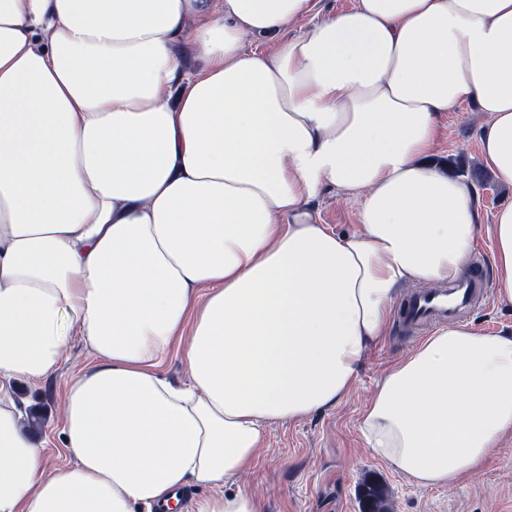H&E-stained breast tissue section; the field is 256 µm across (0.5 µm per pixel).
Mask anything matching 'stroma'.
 <instances>
[{"instance_id":"obj_1","label":"stroma","mask_w":512,"mask_h":512,"mask_svg":"<svg viewBox=\"0 0 512 512\" xmlns=\"http://www.w3.org/2000/svg\"><path fill=\"white\" fill-rule=\"evenodd\" d=\"M351 4L352 0H319L317 15L263 39H246L245 46L274 51L310 29L318 15L339 12ZM481 122L477 107L469 101L448 113L435 146L437 160L459 156L478 165ZM476 193L481 224L472 260L486 267L490 264L493 214L500 205L512 202V188L492 181L477 187ZM311 207L320 223L336 233L347 234L357 227L355 206L334 189H322ZM459 322L484 333L512 332V305L497 299L488 306L479 303L462 313ZM431 333V328L408 329L401 320H394L385 342L364 354L357 380L340 403L270 428L267 448L255 467L240 477L239 487L262 498L265 512H361L360 488L372 476L386 490L387 512H512V435L503 439L478 474L444 488L415 485L404 473L372 457L365 447L359 421L380 380ZM95 360L90 346L76 336L49 378L35 386L24 381L15 385L14 398L20 410L37 408L45 415V425L34 438L44 448L47 470L70 461L61 442L68 387Z\"/></svg>"}]
</instances>
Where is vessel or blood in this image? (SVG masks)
Masks as SVG:
<instances>
[{
  "label": "vessel or blood",
  "mask_w": 512,
  "mask_h": 512,
  "mask_svg": "<svg viewBox=\"0 0 512 512\" xmlns=\"http://www.w3.org/2000/svg\"><path fill=\"white\" fill-rule=\"evenodd\" d=\"M488 298V284L481 269L471 270L467 277L449 290L421 291L411 296L403 308V319L411 324L447 320L477 301Z\"/></svg>",
  "instance_id": "1"
}]
</instances>
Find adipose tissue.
<instances>
[{
	"mask_svg": "<svg viewBox=\"0 0 512 512\" xmlns=\"http://www.w3.org/2000/svg\"><path fill=\"white\" fill-rule=\"evenodd\" d=\"M318 0H0V512H262L237 488L269 428L336 406L409 285L457 278L471 184L433 160L473 101L480 159L512 187V0H354L278 51L246 49ZM202 50L189 69L180 48ZM358 205L340 235L309 203ZM491 266L512 305V203ZM184 385L160 368L183 329ZM46 473L13 385L73 336ZM360 431L424 487L512 434V333L436 329L384 376Z\"/></svg>",
	"mask_w": 512,
	"mask_h": 512,
	"instance_id": "obj_1",
	"label": "adipose tissue"
}]
</instances>
